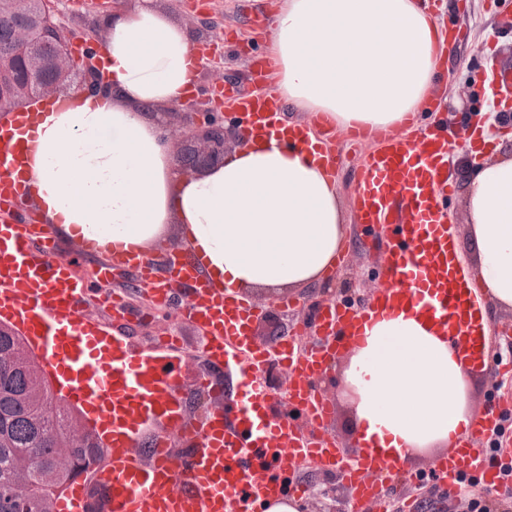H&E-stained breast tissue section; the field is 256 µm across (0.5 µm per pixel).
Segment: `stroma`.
Listing matches in <instances>:
<instances>
[{
  "label": "stroma",
  "mask_w": 512,
  "mask_h": 512,
  "mask_svg": "<svg viewBox=\"0 0 512 512\" xmlns=\"http://www.w3.org/2000/svg\"><path fill=\"white\" fill-rule=\"evenodd\" d=\"M279 0H213L212 8L201 10L194 0H159L161 9L188 30L190 38H198L199 22L204 18L217 20V39L210 48L211 62L220 63L232 83L238 88L273 90V81H254L252 67L265 56L267 46L258 40V25L262 17H273ZM430 11L441 26L459 20L469 29L467 41L456 44L455 56L448 64L445 97L448 123L463 125L466 115L488 111L478 83V72L483 64L478 49L493 44L497 60L504 67H512V22H505L500 10L512 12V0H427ZM54 17L67 38H77L86 46L102 44L105 30L102 19L112 11L110 0H53ZM336 185L345 222L349 227L347 252L332 275L336 286V301L340 304H363L369 301L374 289L383 281L385 270L375 238L366 236L353 211L356 171L361 157L352 150L344 134L335 139ZM494 148L473 153L468 144H461L448 158V176L454 185V200L448 216L458 240L466 238V210L464 186L476 165L495 159ZM254 304L266 307L265 315L253 323L259 339H267L272 329L296 330L309 324L311 305L305 291L288 294H255ZM495 332L486 341L488 366L469 380L467 400L473 409L482 408L504 390L506 378L500 367L511 354L508 342L501 335L503 328L512 327V309L496 310ZM346 358H339L319 375L320 390L333 403V412L325 422V429L343 444L355 438L351 400L343 370ZM437 449L418 452L409 463V471L418 473L416 483L392 491L390 512H467V494L464 487L448 488L429 474V464L437 456ZM298 478L307 487L299 499V512H350L348 492L339 475L313 470L301 471Z\"/></svg>",
  "instance_id": "stroma-1"
}]
</instances>
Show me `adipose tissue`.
<instances>
[{"label":"adipose tissue","instance_id":"ef3b65f1","mask_svg":"<svg viewBox=\"0 0 512 512\" xmlns=\"http://www.w3.org/2000/svg\"><path fill=\"white\" fill-rule=\"evenodd\" d=\"M265 38L281 100L342 130L402 125L443 93L446 38L425 0H283ZM97 56L104 91L43 109L21 171L56 230L146 253L170 236L217 283L240 290L305 288L331 271L347 226L335 181L309 153L248 137L222 165L189 177L161 144L148 112L185 98L203 65L184 26L155 0H137L108 19ZM496 151L465 193L474 316L485 323L493 308L512 309V145ZM343 375L358 393L360 434L404 461L451 445L474 416L454 347L407 310L365 323Z\"/></svg>","mask_w":512,"mask_h":512}]
</instances>
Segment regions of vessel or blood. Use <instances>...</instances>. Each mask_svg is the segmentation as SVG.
Returning a JSON list of instances; mask_svg holds the SVG:
<instances>
[{"mask_svg": "<svg viewBox=\"0 0 512 512\" xmlns=\"http://www.w3.org/2000/svg\"><path fill=\"white\" fill-rule=\"evenodd\" d=\"M215 95L231 99L252 136L274 135L293 148L307 134L283 122L276 95L221 89ZM312 123L320 130L321 158L335 170V129L317 116ZM348 138L365 154L354 198L358 221L389 227L383 245L389 280L364 306H325L317 315L316 341L302 346L291 336L258 342L251 332L255 306L213 283L186 248L171 252L162 281L155 280L149 257L106 253L95 276L110 318L90 315L86 275L55 258L50 225L22 217L25 189L16 173L33 147L11 128H0V318L21 328L66 404L82 410L106 447L104 461L63 490L56 512H260L264 504L305 494L296 481L304 466L341 472L351 512H369L383 505L392 486L410 480L403 461L382 451L366 448L345 462L338 440L324 429L328 400L315 380L352 345L371 313L390 308L418 309L454 340L467 370L484 367L486 337L470 317L473 296L462 286L446 224L453 196L448 157L458 133L442 115L414 138L397 128ZM118 266L136 271L138 288L157 307L197 329L203 369L190 372L179 336L148 343L130 336V304L111 286ZM272 362L287 371L288 405L301 410L306 425L272 420L262 381ZM219 371L235 376L240 392L227 394L220 408L187 417L188 374H195L197 386L216 390ZM511 409L512 398L503 397L479 411L455 448L433 459L431 473L452 487L465 477L499 491V470L484 443L495 436L501 413Z\"/></svg>", "mask_w": 512, "mask_h": 512, "instance_id": "obj_1", "label": "vessel or blood"}]
</instances>
